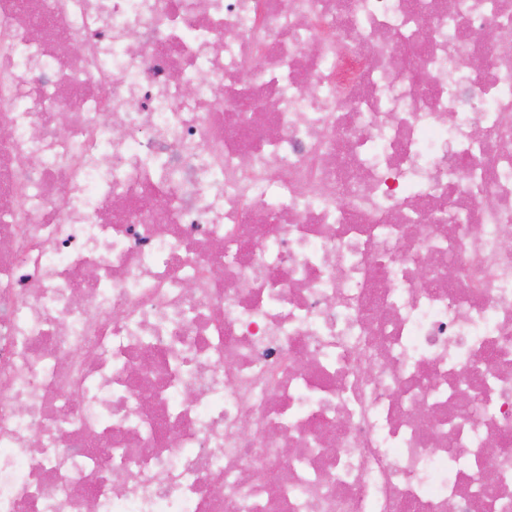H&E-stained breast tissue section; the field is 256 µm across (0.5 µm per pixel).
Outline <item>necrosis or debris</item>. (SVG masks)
Instances as JSON below:
<instances>
[{
  "instance_id": "4bbe7bcc",
  "label": "necrosis or debris",
  "mask_w": 512,
  "mask_h": 512,
  "mask_svg": "<svg viewBox=\"0 0 512 512\" xmlns=\"http://www.w3.org/2000/svg\"><path fill=\"white\" fill-rule=\"evenodd\" d=\"M0 512H512V0H0Z\"/></svg>"
}]
</instances>
